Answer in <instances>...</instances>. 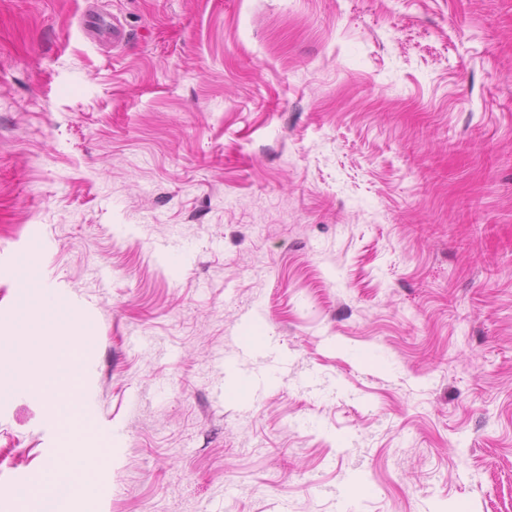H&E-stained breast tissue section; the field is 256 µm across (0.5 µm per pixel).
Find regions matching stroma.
I'll use <instances>...</instances> for the list:
<instances>
[{"label":"stroma","mask_w":512,"mask_h":512,"mask_svg":"<svg viewBox=\"0 0 512 512\" xmlns=\"http://www.w3.org/2000/svg\"><path fill=\"white\" fill-rule=\"evenodd\" d=\"M97 4L0 0V512H512V0ZM32 284L38 292L39 305L42 308L52 309L71 316V330L67 336H61L54 345L55 357L38 368L28 367L16 371L14 375L15 386L26 392L38 391L49 400L46 418L55 424L58 415L54 411L52 402L57 398L55 390L57 378L64 369H70L69 358L75 354H89L92 350V336H83L87 325L78 316V310L71 301L57 288H50L45 283L33 279ZM94 453L97 454L96 452ZM98 456H82L79 462L67 460L66 462L56 461L50 463L43 477V484L46 489L50 490V493H42V497L53 499L58 495L60 496L63 487L68 482L77 478L79 474L98 484V470L95 466V460Z\"/></svg>","instance_id":"stroma-1"}]
</instances>
